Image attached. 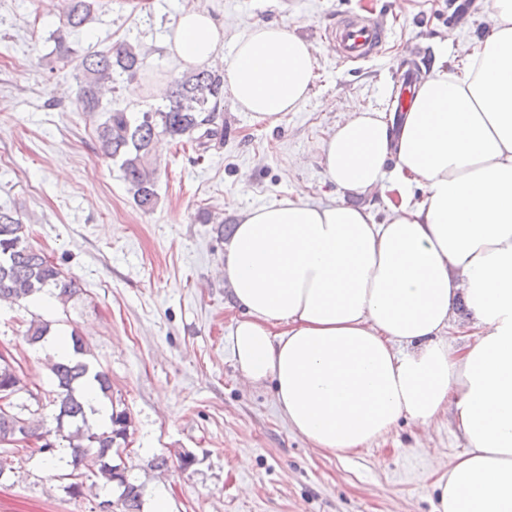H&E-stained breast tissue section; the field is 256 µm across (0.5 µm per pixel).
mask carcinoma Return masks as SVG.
Wrapping results in <instances>:
<instances>
[{
	"label": "carcinoma",
	"mask_w": 512,
	"mask_h": 512,
	"mask_svg": "<svg viewBox=\"0 0 512 512\" xmlns=\"http://www.w3.org/2000/svg\"><path fill=\"white\" fill-rule=\"evenodd\" d=\"M101 7L98 0H61L64 28L54 37L55 51L61 60H69L74 50L66 32L90 23ZM146 56L136 47L122 42L106 51L87 50L80 55L82 80L78 103L82 111L102 109V93L112 85L113 74L130 79L144 69ZM168 105L154 112H144L136 119L123 111H108L105 120L95 128V151L98 155L120 163V169L133 200L142 210L154 209L157 193V168L152 146L161 135L179 143L195 145L206 152L213 145L224 144V72L219 69L193 68L170 82ZM49 291L65 304L77 293L76 281L51 263L27 241V229L21 216L0 207V300L26 301ZM52 332L51 324L41 319L30 321L26 337L38 344ZM56 382L52 405L56 407L54 431L43 429L37 411L24 415L13 398L25 393L38 400L11 363L0 357V446L19 439L39 441L49 434L68 442L73 466H83L106 484H116L121 492L116 501L118 512H139L140 491L128 481L126 467L113 463L114 450L126 442L131 424L128 412L111 405L109 424L95 429L90 424L84 401L76 396V383L85 375L82 362L62 360L51 366Z\"/></svg>",
	"instance_id": "obj_1"
}]
</instances>
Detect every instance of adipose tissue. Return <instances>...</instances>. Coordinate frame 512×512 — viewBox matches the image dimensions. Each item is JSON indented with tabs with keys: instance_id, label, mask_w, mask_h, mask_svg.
I'll list each match as a JSON object with an SVG mask.
<instances>
[{
	"instance_id": "ef3b65f1",
	"label": "adipose tissue",
	"mask_w": 512,
	"mask_h": 512,
	"mask_svg": "<svg viewBox=\"0 0 512 512\" xmlns=\"http://www.w3.org/2000/svg\"><path fill=\"white\" fill-rule=\"evenodd\" d=\"M484 4L492 32L465 73L434 63L399 130L353 112L323 145L339 190L397 193L385 218L283 198L240 213L222 269L244 311L230 334L240 377L273 384L312 447L354 453L399 419L426 430L451 412L467 450L438 462L436 512H512V0ZM227 31L186 9L171 48L209 65ZM314 67L311 43L256 23L234 41L224 84L273 123L308 97ZM460 300L473 338L457 347Z\"/></svg>"
}]
</instances>
